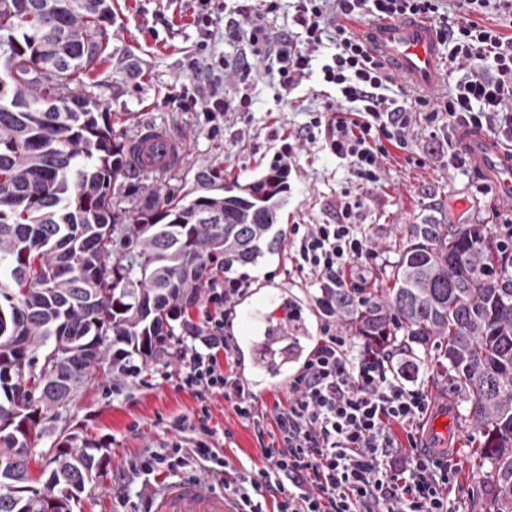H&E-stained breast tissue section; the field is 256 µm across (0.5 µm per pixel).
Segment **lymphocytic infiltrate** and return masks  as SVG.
<instances>
[{"instance_id":"lymphocytic-infiltrate-1","label":"lymphocytic infiltrate","mask_w":512,"mask_h":512,"mask_svg":"<svg viewBox=\"0 0 512 512\" xmlns=\"http://www.w3.org/2000/svg\"><path fill=\"white\" fill-rule=\"evenodd\" d=\"M457 12L443 0H294V32L271 37L267 18L277 0L258 10L238 0L224 27L237 45L234 94L202 99L206 112H247L252 61H271L284 92L303 82L334 89L335 97L313 113L305 139L323 136L324 146L345 161L363 188L380 186L379 170L390 149L408 150L414 129L448 128V165H464L454 145L459 127H480L512 142V0H458ZM423 16L436 24L455 85L431 96L398 85L355 27L386 18ZM498 16L500 26L485 17ZM359 202L344 201L333 224H293L288 229L293 268L324 288H353L378 252L355 217ZM240 279L213 282L200 317L182 326L191 345L180 347L179 388L191 391L196 411L174 423L194 435L192 447L170 448L131 463L132 473H181L198 464L220 478L238 512H457L460 473L453 459L424 450L431 397L412 385L391 350H376L336 332L325 315L320 337L288 380L285 402L273 417L260 414L235 370L234 347L224 327L243 293ZM252 425L261 440V466L238 470L210 442L216 398Z\"/></svg>"}]
</instances>
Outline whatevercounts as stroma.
I'll use <instances>...</instances> for the list:
<instances>
[{"label":"stroma","instance_id":"1","mask_svg":"<svg viewBox=\"0 0 512 512\" xmlns=\"http://www.w3.org/2000/svg\"><path fill=\"white\" fill-rule=\"evenodd\" d=\"M234 0H213L201 13L196 0H117L105 59L92 78V90L112 114V129L119 141H129L140 123L166 126L189 144L182 166L164 173L126 169L118 182L125 198L121 223H131L137 206L150 190L181 194L194 185L204 167H222L225 182L242 184L256 179L275 152L291 146L287 203L280 214L281 227L291 224H326L336 219V207L345 195L361 200L358 221L364 224L379 258L364 269L365 287L381 281L395 255L387 244L408 224L432 220L441 224H484L498 231L506 215L495 204V192L484 187L470 166L452 169L446 156L430 153L431 139L421 133L411 150L424 157V166L406 163L403 155L382 161L383 189H361L348 165L324 150L322 141H302L299 130L312 112L323 106L324 96L307 87L282 95L276 76L265 62L254 65L250 94L252 112H230L218 117L194 106L198 95L234 91L235 86L218 66V59H235L237 48L224 40V9ZM249 286L236 299L237 307H250L264 330L284 325L286 336L297 337L303 350L315 345L322 318L316 305L319 284L297 272L287 248L265 255L243 268ZM288 289L280 299L277 286ZM298 319L282 322L288 308ZM180 363L168 351L159 361L132 376L112 375L101 368L83 385L60 418L41 424L43 446H50L62 431L77 433L82 442L102 447L108 457L82 497L76 512H126L117 493L127 489L137 512H147L152 491L171 482L167 473L129 479L128 465L142 455L179 440L175 418L192 414L195 398L178 387ZM412 380L436 401L460 408L463 393L441 367L430 362L415 366ZM211 429L231 430L225 448L235 463L247 466L260 460V444L251 425L242 423L224 399L212 405ZM476 445L470 427L457 431L453 456L463 468V486L457 494L460 512H487V490L495 472L470 463Z\"/></svg>","mask_w":512,"mask_h":512}]
</instances>
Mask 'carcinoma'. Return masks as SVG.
Listing matches in <instances>:
<instances>
[{
  "label": "carcinoma",
  "instance_id": "obj_1",
  "mask_svg": "<svg viewBox=\"0 0 512 512\" xmlns=\"http://www.w3.org/2000/svg\"><path fill=\"white\" fill-rule=\"evenodd\" d=\"M110 0H0V512H74L106 463L65 433L41 446L112 353L125 376L160 357L218 271L278 251L288 167L149 192L118 228L117 178L134 163L89 90ZM124 232L128 264L112 257ZM373 288L324 289L319 305L372 347L421 354L463 388L471 456L497 472L489 512H512V243L482 224H410ZM49 458L40 487L30 465Z\"/></svg>",
  "mask_w": 512,
  "mask_h": 512
}]
</instances>
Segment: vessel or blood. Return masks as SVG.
Here are the masks:
<instances>
[{
	"label": "vessel or blood",
	"instance_id": "b4317fda",
	"mask_svg": "<svg viewBox=\"0 0 512 512\" xmlns=\"http://www.w3.org/2000/svg\"><path fill=\"white\" fill-rule=\"evenodd\" d=\"M362 34L369 47L390 66L411 89L428 92L442 76L439 40L431 22L420 19L383 20L365 26ZM457 145L470 165L493 187L502 208L512 210V150L501 146L485 131L463 128ZM136 153L146 169L167 171L177 168L187 153L185 140L165 128L148 126L134 141ZM254 314H240V332L248 349V368L259 366V352L252 336ZM448 412H435L427 435L437 447L448 445ZM150 512H236L233 496L205 479L170 482L151 501Z\"/></svg>",
	"mask_w": 512,
	"mask_h": 512
}]
</instances>
